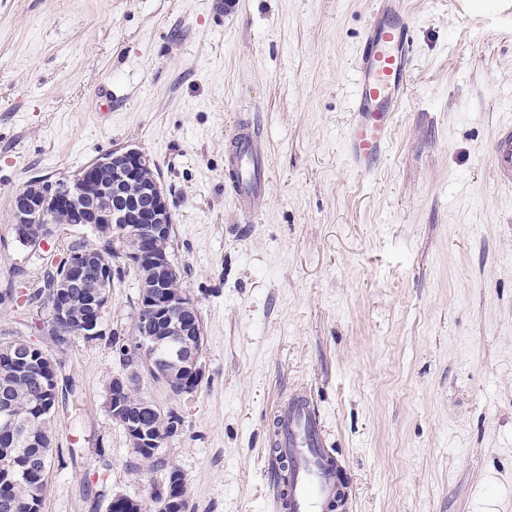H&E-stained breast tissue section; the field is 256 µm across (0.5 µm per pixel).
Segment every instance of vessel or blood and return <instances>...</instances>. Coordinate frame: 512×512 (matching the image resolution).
Here are the masks:
<instances>
[{
	"label": "vessel or blood",
	"instance_id": "vessel-or-blood-1",
	"mask_svg": "<svg viewBox=\"0 0 512 512\" xmlns=\"http://www.w3.org/2000/svg\"><path fill=\"white\" fill-rule=\"evenodd\" d=\"M406 0H378L367 31L354 90L353 114L344 135L350 167L371 172L386 152L405 98L414 58ZM224 171L232 202L251 219L267 182L266 146L250 113L240 112L226 134ZM499 185L512 193V118L500 123L492 145ZM275 460L289 465L288 489L278 495L277 512H329L339 493L321 415L304 392L281 401L274 413Z\"/></svg>",
	"mask_w": 512,
	"mask_h": 512
}]
</instances>
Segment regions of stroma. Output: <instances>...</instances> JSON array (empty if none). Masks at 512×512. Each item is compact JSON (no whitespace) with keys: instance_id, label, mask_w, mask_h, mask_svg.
Listing matches in <instances>:
<instances>
[{"instance_id":"35a3bbf8","label":"stroma","mask_w":512,"mask_h":512,"mask_svg":"<svg viewBox=\"0 0 512 512\" xmlns=\"http://www.w3.org/2000/svg\"><path fill=\"white\" fill-rule=\"evenodd\" d=\"M375 0H0V345L41 348L73 392L54 422L41 512H152L170 469L188 512H272L273 410L310 392L347 495L335 512L512 506V194L491 161L512 116V0H408L416 56L387 156L343 149ZM111 86L112 103L97 93ZM250 105L268 153L251 221L224 180ZM124 147L153 160L173 260L204 328L197 389L135 386L183 419L159 461L108 411L135 334L122 265L95 338L57 345L23 301L87 224L20 244L12 198Z\"/></svg>"}]
</instances>
